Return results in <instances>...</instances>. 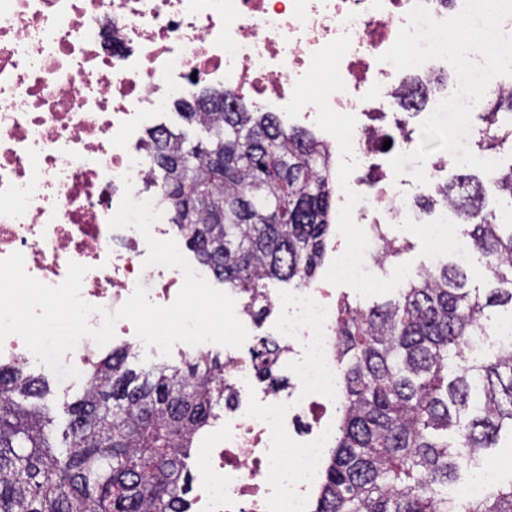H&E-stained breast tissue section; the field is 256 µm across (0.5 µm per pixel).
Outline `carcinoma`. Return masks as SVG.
<instances>
[{
    "label": "carcinoma",
    "instance_id": "obj_1",
    "mask_svg": "<svg viewBox=\"0 0 512 512\" xmlns=\"http://www.w3.org/2000/svg\"><path fill=\"white\" fill-rule=\"evenodd\" d=\"M182 117L207 139L147 134L151 180L175 226L215 279L245 294V310L269 312L265 282L307 284L330 231L328 160L304 130L271 112H252L224 92L192 95ZM512 196V165L489 175ZM436 194L471 223L473 250L507 288L486 296L467 288L463 266L448 263L407 279L400 299L338 312L337 359L344 402L314 512H512V478L474 500L448 496L483 449L512 437V348L487 347L485 309L512 305V224L483 212L482 184L461 175ZM276 342L253 350L255 371L280 390ZM124 348L91 365L87 387L69 403L55 446L46 425L48 383L0 366V512H187L193 436L235 401L226 363L206 353L188 371L136 370Z\"/></svg>",
    "mask_w": 512,
    "mask_h": 512
}]
</instances>
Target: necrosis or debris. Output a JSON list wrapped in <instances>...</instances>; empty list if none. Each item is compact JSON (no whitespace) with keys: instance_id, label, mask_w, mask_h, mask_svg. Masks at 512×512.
Listing matches in <instances>:
<instances>
[{"instance_id":"1","label":"necrosis or debris","mask_w":512,"mask_h":512,"mask_svg":"<svg viewBox=\"0 0 512 512\" xmlns=\"http://www.w3.org/2000/svg\"><path fill=\"white\" fill-rule=\"evenodd\" d=\"M414 0H0V258L22 253L26 272L56 285L69 262L88 268L81 295L113 311L150 279L149 299L171 304L176 269L143 268L147 245L133 228L110 229L122 196L150 198L140 141L154 113L196 85L231 91L258 112H294L345 143L344 169L366 167L380 141L367 119L407 96L408 77L379 62L406 25ZM321 76L320 106L296 90ZM445 161L351 192L344 209L361 224H427L432 245L448 238L447 208L418 212ZM369 235L334 246L320 286L280 305L276 342L293 384L286 395L253 394L225 413L200 446L189 512H311L336 427L342 377L336 362L333 284L365 286L376 275Z\"/></svg>"}]
</instances>
